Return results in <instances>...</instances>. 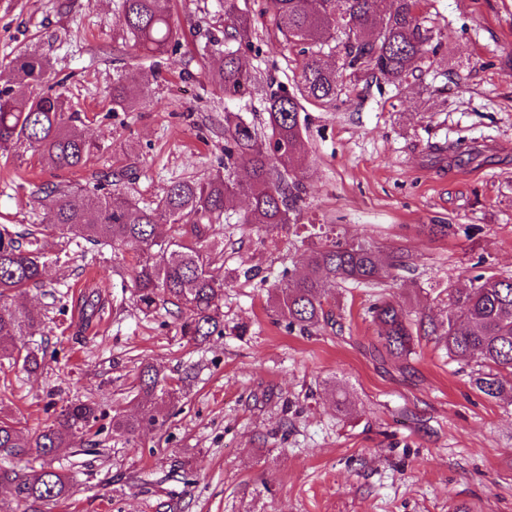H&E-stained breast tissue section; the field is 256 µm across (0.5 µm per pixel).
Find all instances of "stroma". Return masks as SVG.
<instances>
[{"label":"stroma","mask_w":512,"mask_h":512,"mask_svg":"<svg viewBox=\"0 0 512 512\" xmlns=\"http://www.w3.org/2000/svg\"><path fill=\"white\" fill-rule=\"evenodd\" d=\"M118 3L0 0V74L25 48L49 57L46 85L72 100L97 145L70 172L0 155V224L44 223L40 187L110 171L152 202L172 180L223 169L225 112L263 123L260 94L228 98L207 80L218 56L202 47L227 24L219 0H174L185 36L155 57L133 48ZM245 3L256 31L250 67L294 87L296 49L266 0ZM416 14L438 49L414 75L362 76L336 107L304 104L297 221L333 225L388 263L408 256L385 289L413 317L439 320L448 284L474 263L512 276V0H419ZM118 80L140 94L135 111H113ZM460 138L480 156L454 158L448 146ZM242 213L229 208L215 236L224 331L202 344L181 336L171 313L138 309L132 251L49 241L48 273L25 297L46 314L29 341L45 363L31 376L0 366V411L29 436L80 400L111 415L148 413L133 390L145 359L182 388L165 426L137 445L107 435L101 456L60 454L54 465L74 493L53 512H512V400L476 391L469 367L431 336L408 362L376 359L368 287L336 286V326L288 332L268 290L304 248L288 229L241 223ZM433 224L447 234L430 233ZM92 290L99 308L89 319L81 296ZM177 459L188 478L173 474Z\"/></svg>","instance_id":"stroma-1"}]
</instances>
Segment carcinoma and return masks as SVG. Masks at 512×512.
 <instances>
[{
  "instance_id": "obj_1",
  "label": "carcinoma",
  "mask_w": 512,
  "mask_h": 512,
  "mask_svg": "<svg viewBox=\"0 0 512 512\" xmlns=\"http://www.w3.org/2000/svg\"><path fill=\"white\" fill-rule=\"evenodd\" d=\"M417 0H268L276 28L299 47L298 94L280 86L267 94L266 130L235 112L224 113V171L203 180L172 182L155 202L140 204L128 187L100 179L90 187L48 184L40 189L47 206V223L22 232L0 224V359L34 373L42 357L26 338L40 333L44 315L17 301V296L42 281L48 238L82 239L107 247L121 245L136 252L134 300L143 312L168 304L176 308L181 336L202 342L220 330L224 285L211 270L216 243L210 232L221 223L226 207L237 197L248 200L245 224L269 229L291 223L304 191L290 177L308 153L298 122L300 100L334 105L346 78L362 74L401 82L415 70L432 40L415 15ZM224 52L218 67L208 71L211 84L224 95L250 92L256 76L243 58L252 47L253 30L240 0H222ZM120 13L129 40L145 54L166 51L180 43L182 30L171 23L169 0H121ZM338 49L337 61L324 58V48ZM50 60L36 50L20 51L10 62L17 90L0 89V152L23 148L40 154L58 170L82 167L96 149L80 132L81 113L61 93L43 89ZM139 96L121 82L112 85V109L132 111ZM168 224L173 234L161 238L157 226ZM301 243L307 254L297 271L283 270L274 285V308L289 331L302 334L332 317L336 282L377 288L393 278L392 270L408 266L404 255L385 265L372 246L349 241L311 227ZM448 315L434 322L414 323L409 312L383 294L367 308L376 327L379 354L406 361L416 354L421 336H434L448 358L474 364L472 386L498 399L512 393L504 374L512 375V277L484 271L467 282L448 285ZM136 396L155 404L174 395L167 377L149 363L141 365ZM101 404L86 400L65 406L32 440L19 422L0 415V458L33 456L39 466L18 469L0 463V485L10 499L0 512H51L73 493L69 476L52 461L65 448L86 456L101 454L97 421ZM161 412L144 419L112 418V433L126 442L159 422Z\"/></svg>"
}]
</instances>
